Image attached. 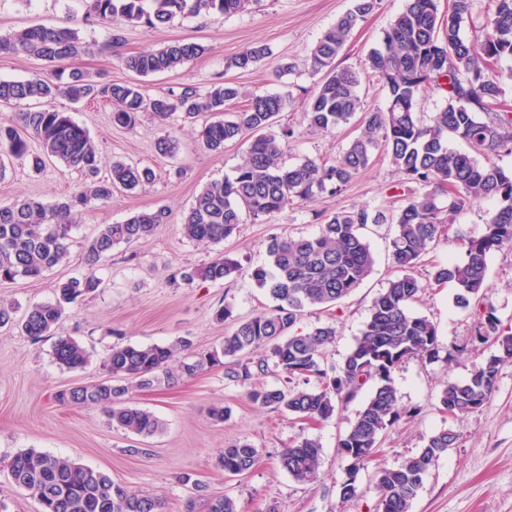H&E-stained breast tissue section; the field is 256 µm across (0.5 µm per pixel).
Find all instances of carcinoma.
Wrapping results in <instances>:
<instances>
[{
  "instance_id": "1",
  "label": "carcinoma",
  "mask_w": 512,
  "mask_h": 512,
  "mask_svg": "<svg viewBox=\"0 0 512 512\" xmlns=\"http://www.w3.org/2000/svg\"><path fill=\"white\" fill-rule=\"evenodd\" d=\"M253 0H91L87 20L108 26L144 24L162 28L178 17L217 14L230 16L247 10ZM473 0H448L441 12L438 0H407L390 24L378 47L361 67H340L336 60L352 31L374 14L381 0H352L351 8L338 17L316 42L311 67L321 74L305 114L310 128L327 131L360 116L361 134L354 137L339 159L324 162L306 158L286 164L282 156L291 131L273 130L288 108V97L262 93L250 97L229 119L203 123L197 131L204 147L224 152L233 141H248L242 163L233 176L207 184L196 196L183 224V234L198 242L219 243L237 233L239 225L283 213L324 193H337L367 169L377 150H382L406 179L417 185L395 208L342 210L325 216L317 234L301 237L272 236L266 243V260L251 273L256 286L274 306L235 322L220 347L194 351L190 339L168 344L112 346L103 361L107 375L91 383L72 386L54 395L61 406L94 405L108 421L126 432L153 437L164 423L152 412L130 403L136 390L165 381L194 377L215 367L246 382L252 377L246 353L269 350L268 358L254 367L263 372L272 365L284 376L283 387H259L248 391L259 407L288 412L303 419L324 421L337 405L355 400L370 385L347 432L339 439V451L349 462L348 475L340 483V496L356 497L357 477L377 454L380 441L402 418L392 373L412 357L443 359L450 364L453 352L439 356L436 326L411 306L425 290L412 273L426 248L436 241L442 225L476 200H491L485 233L465 240V259L437 266L434 281L455 285L456 304L471 309L477 324L473 342L492 343L496 353L475 367L464 380L448 379L439 396L442 409L464 415L481 408L493 395L500 366L512 360V327H505L488 299L487 258L504 247L512 248V171L495 164H481L476 157L449 146L457 137L477 153L512 154V110L490 113L489 104L505 94V78L488 68L489 63L512 58V0H490L491 13L484 37L471 43L460 36L462 23L471 16ZM82 49L72 28L37 24L0 38V51L34 55L50 63L74 57ZM206 46L185 39L174 40L154 51L119 56L121 65L139 77L173 71L204 55ZM268 54L267 48L250 46L227 59L228 70L253 68ZM380 76L387 92L383 108L367 109L359 94L362 75ZM440 89L445 106L427 121L417 112L424 92ZM240 94L235 84H211L202 92L185 86L175 94L148 96L133 82L99 83L81 71L56 70L24 81L0 80V105L31 100L43 107L20 112L12 121H0V175L5 158L27 159L36 170L46 161L94 175L102 155L88 132L70 113L45 106L64 96L77 103L101 98L112 108V125L129 128L139 114L150 113L160 122L175 113L196 124L204 114L221 115ZM36 137L42 154H32L27 136ZM148 167L116 161L109 175L94 180L53 204L29 199L0 205V282L38 279L64 263L69 254L70 232L76 214L90 201L106 203L112 188L134 191L153 180ZM448 194V204L440 195ZM164 209L138 212L121 223L104 224L84 245V272L59 284L53 302L36 303L16 316L13 304L0 302V328L20 327L32 341L53 338L56 362L69 370L84 368L90 353L73 337L55 334L70 305L100 286L97 272L112 250L150 237L166 223ZM389 225L391 255L400 274L373 300L360 336L343 362L326 364L336 342V327L324 323L305 334L293 328L303 313L329 307L347 298L373 271L375 258L362 233L370 225ZM240 262L219 254L196 267H176L171 278L187 287L197 282H217L234 276ZM303 379V386L290 380ZM456 435L443 429L431 436L418 454L398 467L375 471L378 490L376 512H411L424 478L454 447ZM259 456L250 443L224 449L218 465L225 473L239 475L252 469ZM320 444L303 436L282 450L280 464L297 482L312 483L319 477ZM15 485L41 505L42 512H162L160 497L146 490H130L78 460L54 456L34 448L10 462ZM208 512H237L236 502L224 496H208Z\"/></svg>"
}]
</instances>
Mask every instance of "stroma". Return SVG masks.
Segmentation results:
<instances>
[{
  "instance_id": "stroma-1",
  "label": "stroma",
  "mask_w": 512,
  "mask_h": 512,
  "mask_svg": "<svg viewBox=\"0 0 512 512\" xmlns=\"http://www.w3.org/2000/svg\"><path fill=\"white\" fill-rule=\"evenodd\" d=\"M405 3L382 0L379 10L350 36L339 57L341 64L360 66ZM350 4L351 0H254L249 10L233 16L202 14L176 18L158 29L131 25L113 29L85 22L88 0H0V36L34 24H70L89 49L67 60V69L110 82L137 80L152 96L178 92L187 85L204 90L219 78L235 83L245 99L265 92L287 95L289 104L280 121L292 132L287 163L306 158L331 162L358 134L359 124L353 121L325 132L308 128L305 102L320 79L309 57L323 31ZM178 39L200 42L207 51L174 71L141 79L118 60L119 55L158 49ZM256 44L268 47L267 57L247 71L226 69L227 59ZM55 106L71 112L87 130L105 163L119 160L147 166L154 170L155 179L134 191L114 190L108 203L88 204L71 231L69 263L37 280L0 284V301L22 307L54 301L58 283L81 273L83 245L100 225L160 208L167 210L168 219L146 240L117 246L99 272L100 287L72 305L61 321L59 334L74 337L91 352L85 368L60 367L51 341L35 343L15 329L0 332V503L7 512H40L38 502L19 490L9 471L11 459L29 448L79 460L130 489L153 491L162 497L164 512H204L207 494L232 497L239 512H375L376 468L401 465L442 429L456 433V445L425 478L411 512H512V362L501 365L497 390L480 409L454 417L439 408L446 377L467 378L494 352L488 345L468 348L474 332L470 311L457 306L454 285L432 281L436 265L464 259L462 240L455 237H438L415 265L413 272L427 289L413 309L436 325L440 349L457 345L463 352L449 365L414 357L393 372L400 407L417 408L418 414L401 418L388 430L376 462L358 475L356 498L345 500L339 493L347 462L340 456L338 441L353 421L359 401L337 407L331 418L312 424L256 407L247 398L250 386L283 383L281 375L272 371L254 373L245 385L218 367L133 392L132 403L152 411L165 424L162 433L147 439L112 426L98 407L58 405L57 391L104 376L102 361L113 344H165L186 337L201 351L219 346L234 320L272 306L251 278L253 268L265 259L270 236H311L325 215L399 204L409 183L379 152L369 168L339 193H325L275 217L241 224L234 236L222 242L199 243L183 234L182 216L204 186L233 175L245 151L243 142L226 144L223 153L216 154L176 116L163 125L145 114L134 127L124 129L113 126L111 110L101 101L75 103L61 96ZM166 133L176 137L178 150L164 157L156 153L154 142ZM85 180V174L60 165L38 174L16 161L0 176V204L18 199L53 203ZM365 236L376 257L372 274L343 302L328 310H308L295 326L296 331L307 333L325 322L335 324L336 343L327 356L332 365L348 354L373 299L397 273L389 226H368ZM221 253L240 262L235 278L191 288L172 280L174 267L199 265ZM487 264L488 301L501 323L510 325L512 250L492 252ZM224 306L231 309L232 318L216 322L214 313ZM215 406L229 408L224 421L211 419L209 411ZM303 435L318 439L322 447L320 478L313 483L294 481L279 461L282 450ZM240 441L258 448V461L246 473H224L216 461L224 448ZM186 474L201 483V490L182 483Z\"/></svg>"
}]
</instances>
